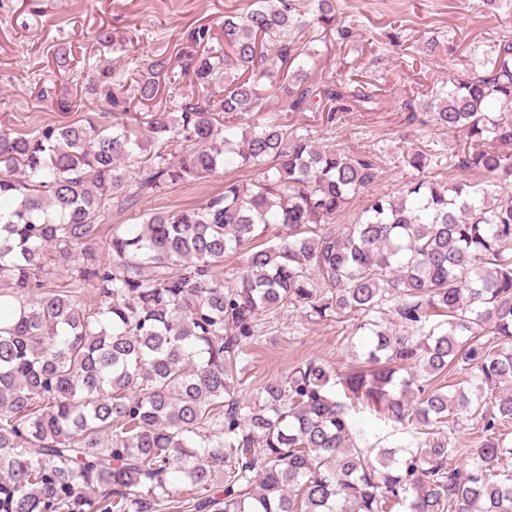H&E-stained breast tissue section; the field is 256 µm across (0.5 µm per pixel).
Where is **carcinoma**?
I'll return each mask as SVG.
<instances>
[{"label":"carcinoma","instance_id":"obj_1","mask_svg":"<svg viewBox=\"0 0 512 512\" xmlns=\"http://www.w3.org/2000/svg\"><path fill=\"white\" fill-rule=\"evenodd\" d=\"M301 26L291 0H251L215 46L199 26L172 64L105 69L93 91L111 125L0 133V512H512V197L490 189L512 183V38L424 106L462 134L467 177L373 193L335 227L378 159L318 146L288 117L332 128L342 101L373 91L314 81ZM315 26L351 36L332 0ZM265 77L286 108L242 129ZM184 78L198 96L178 95ZM230 157L260 178L106 223ZM242 250L230 283L224 257ZM287 309L349 323L350 347L363 333L368 367L336 390L308 360L240 400L261 316ZM357 404L409 442L364 445ZM462 416L481 432L468 468L448 433Z\"/></svg>","mask_w":512,"mask_h":512}]
</instances>
